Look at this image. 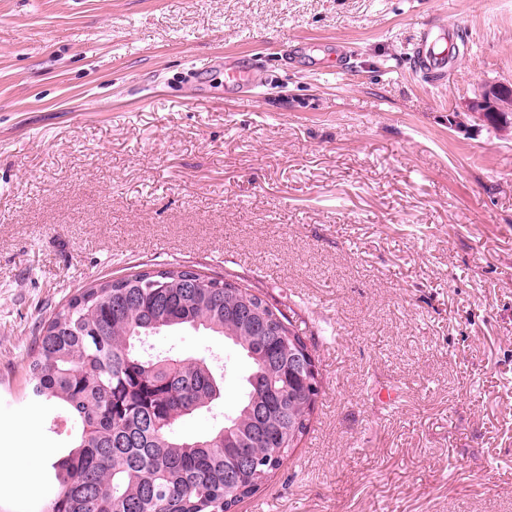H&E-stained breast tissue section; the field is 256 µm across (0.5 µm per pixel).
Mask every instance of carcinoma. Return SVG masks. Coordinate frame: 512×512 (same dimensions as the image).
I'll list each match as a JSON object with an SVG mask.
<instances>
[{
	"label": "carcinoma",
	"instance_id": "1",
	"mask_svg": "<svg viewBox=\"0 0 512 512\" xmlns=\"http://www.w3.org/2000/svg\"><path fill=\"white\" fill-rule=\"evenodd\" d=\"M485 116L505 121L512 90ZM204 330L249 365L234 412L200 436L180 424L223 387L204 358L146 351L162 331ZM308 345L282 311L236 279L194 266L139 268L77 291L26 353L25 399L73 424L69 449L19 512H233L308 434L321 392Z\"/></svg>",
	"mask_w": 512,
	"mask_h": 512
}]
</instances>
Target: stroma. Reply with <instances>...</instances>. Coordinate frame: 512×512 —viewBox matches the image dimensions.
<instances>
[{"label":"stroma","instance_id":"1","mask_svg":"<svg viewBox=\"0 0 512 512\" xmlns=\"http://www.w3.org/2000/svg\"><path fill=\"white\" fill-rule=\"evenodd\" d=\"M457 30L447 77L424 31ZM304 41L343 70L288 68ZM256 62L259 85L224 86ZM512 0H0V449L38 480L71 426L15 402L36 323L140 264L232 273L306 336L309 433L236 512H512ZM223 356L222 337L155 338ZM180 427L211 431L239 396ZM394 400L383 405L379 391ZM455 36L453 31L446 27L440 29L437 38L428 43L429 33L423 32L420 37V44L415 54L416 68L431 81L443 77L448 71V54L445 52H436L435 47L439 40L445 39L452 41Z\"/></svg>","mask_w":512,"mask_h":512}]
</instances>
